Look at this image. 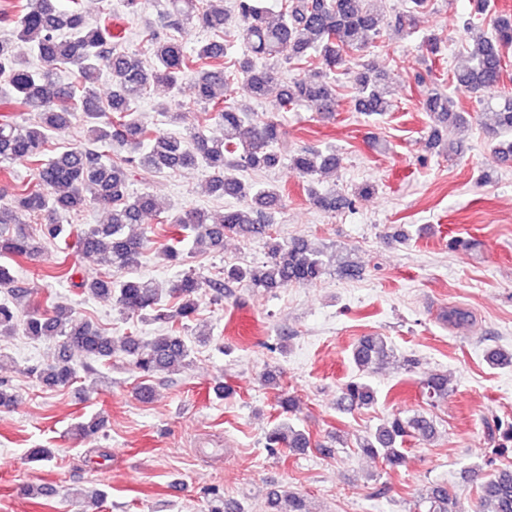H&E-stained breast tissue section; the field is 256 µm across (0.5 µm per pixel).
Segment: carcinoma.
I'll return each mask as SVG.
<instances>
[{"instance_id":"carcinoma-1","label":"carcinoma","mask_w":512,"mask_h":512,"mask_svg":"<svg viewBox=\"0 0 512 512\" xmlns=\"http://www.w3.org/2000/svg\"><path fill=\"white\" fill-rule=\"evenodd\" d=\"M166 0L161 26L146 25L139 37L151 47L149 58L120 48L121 34L115 31L112 15L90 20L82 0H19L12 15L0 18L12 24L11 34L0 37V75L8 77V89L0 92V172L8 174L7 164L23 160L32 167V181L14 188L9 203L0 205V227L23 224L25 218L44 221L40 233L19 229L13 234L0 232V258L33 259L47 243L56 244L64 254L73 251L82 258L104 262L128 270L129 277L114 282L110 276L81 278L75 266L61 261L48 277L70 282L91 298L112 300L121 311L146 321H163L167 332L142 341L127 336L119 341L75 315L72 308L48 299L30 312L21 324V332L32 340L45 337L61 339L55 361L46 366L27 368L28 373L49 388L66 387L77 378L73 353H80L90 372L92 363L102 362L121 349L132 357L135 371L142 378L136 394L142 400L152 395L148 380L161 372L185 369L191 364L193 345L181 335V329L198 313V295L207 281L184 271L167 289L135 274L149 239L145 218L157 213L156 200L148 193L130 191V174L141 171L161 174L167 170L203 167L209 173L210 190L236 198L241 205L213 216L202 209H187L177 215L174 235L161 252L162 259L184 265L191 247L224 246V237L242 235L265 241L267 257L257 266H230L223 270L227 282L249 281L256 288L272 291L293 285L320 281L330 260L323 249L306 239L280 241L271 232L268 210L281 202L282 191L275 185L247 183L237 178V170L272 169L280 155L273 144L279 140V124L254 121L251 108L233 101L235 85L244 79L252 97H266L275 83L274 72L259 67L256 61L279 58L300 64L321 60L323 70L281 85L276 109L286 112L296 106L312 104L319 112L336 111L335 84L328 72L353 60L366 41L381 33L384 0H284L281 10L270 12L263 0H235L241 21L239 39L244 46L241 57L228 65L215 63L226 55V45L217 41H198L190 50L173 35L193 22L218 35L224 32V0ZM428 0H411L407 9L395 15V26L407 36L416 30V13ZM473 48L469 65L454 73L456 84L471 94L500 82L505 67V52L512 49V18L495 14L491 32L474 24L468 27ZM29 44L38 65H31L15 48V42ZM109 62L110 91L101 98L95 91L102 60ZM195 76L199 102L207 105L224 126V136L209 139L195 132L159 134L138 119L131 104L153 85L178 87L186 73ZM354 110L381 115L393 106L392 90L385 73L364 65L357 72ZM423 111L434 121L428 147L435 148L451 132L469 128L467 113L460 111L454 97L442 86L428 85L418 79ZM492 137L498 140V153L512 157V95H504L494 104ZM79 119L89 132L88 144L60 153H48L49 135L68 129ZM114 142L129 147V155L119 160L108 158L101 148ZM336 151L302 150L292 157L293 168L302 176L315 178L338 165ZM367 185L351 195L322 194L308 189L310 199L325 211L352 209L356 200L369 195ZM93 202L108 210L104 224L74 229L58 221L62 212L81 209ZM16 329V316L7 303H0V332ZM393 350L382 336H365L352 351V359L364 372L392 357ZM428 399L433 402L448 396V376L431 373L423 381ZM375 401L372 388L357 378L346 383L338 406L351 411ZM432 422L422 415L394 414L375 432L359 443L362 452L382 458L389 467L405 462L403 445L409 438H427ZM309 435L288 422L274 427L265 437V447L275 453L282 448L303 451L310 447ZM209 512H238L219 490L210 492ZM480 512H512V470H498L481 484ZM448 486L436 484L426 490L418 505L426 512H453ZM270 512H306L304 499L296 495L268 496Z\"/></svg>"}]
</instances>
